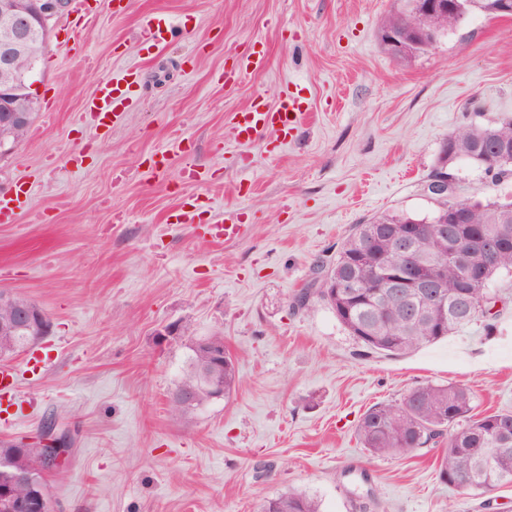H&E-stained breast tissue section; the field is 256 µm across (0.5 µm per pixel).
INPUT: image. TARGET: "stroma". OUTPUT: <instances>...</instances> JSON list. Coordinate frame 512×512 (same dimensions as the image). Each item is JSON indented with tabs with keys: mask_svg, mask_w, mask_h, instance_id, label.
Returning a JSON list of instances; mask_svg holds the SVG:
<instances>
[{
	"mask_svg": "<svg viewBox=\"0 0 512 512\" xmlns=\"http://www.w3.org/2000/svg\"><path fill=\"white\" fill-rule=\"evenodd\" d=\"M394 2L98 0L86 25L53 24L31 79L36 118L0 156V193L25 189L0 223V289L52 329L6 360L21 402L0 440L34 441L50 418L68 433L64 475L45 474L55 512H256L288 491L322 512H512V485L441 483L440 448L375 458L355 433L371 406L425 383L512 410V270L488 284L494 333L479 319L402 356L360 355L327 304L292 305L354 225L430 215L449 132L512 115V16L469 15L397 60L379 38ZM155 11L169 21L159 44L141 34ZM259 43L266 67L225 86ZM131 67L139 83L116 118L85 112ZM290 83L309 119L287 148L228 137L232 113ZM190 163L202 181H183ZM455 174L473 199L512 194L473 162ZM182 199L200 200L198 223H167ZM228 208L245 234L210 241ZM167 325L191 333L160 339ZM217 334L235 360L231 397L171 419L191 338Z\"/></svg>",
	"mask_w": 512,
	"mask_h": 512,
	"instance_id": "1",
	"label": "stroma"
}]
</instances>
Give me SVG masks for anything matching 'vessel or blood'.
Returning a JSON list of instances; mask_svg holds the SVG:
<instances>
[{"label":"vessel or blood","instance_id":"b4317fda","mask_svg":"<svg viewBox=\"0 0 512 512\" xmlns=\"http://www.w3.org/2000/svg\"><path fill=\"white\" fill-rule=\"evenodd\" d=\"M136 79L135 72H127L122 81L105 82L97 94L87 102V111L99 118H107L123 105L128 87ZM307 114L302 107L301 97L292 89L283 90L275 102H267L264 97H255L248 108L233 113L228 135L231 139L244 142L262 140L269 133L286 137L305 124Z\"/></svg>","mask_w":512,"mask_h":512}]
</instances>
